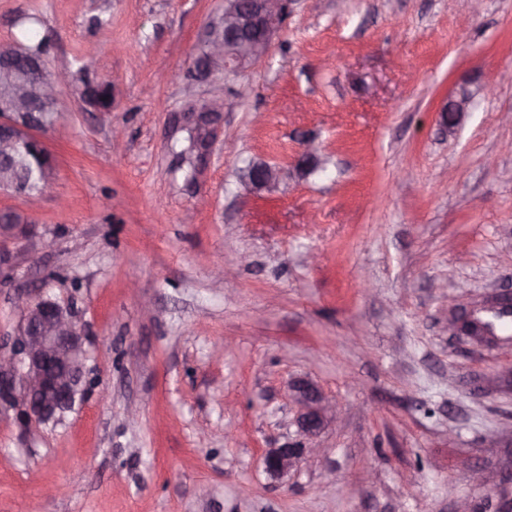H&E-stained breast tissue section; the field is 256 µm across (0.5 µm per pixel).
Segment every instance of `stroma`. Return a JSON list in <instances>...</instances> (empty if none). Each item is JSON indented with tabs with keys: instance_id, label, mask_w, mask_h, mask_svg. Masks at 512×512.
Segmentation results:
<instances>
[{
	"instance_id": "stroma-1",
	"label": "stroma",
	"mask_w": 512,
	"mask_h": 512,
	"mask_svg": "<svg viewBox=\"0 0 512 512\" xmlns=\"http://www.w3.org/2000/svg\"><path fill=\"white\" fill-rule=\"evenodd\" d=\"M223 10L0 0V43L45 41L67 81L54 191L0 193L28 220L15 280L75 299L95 378L36 439L0 420V512H481L475 471L512 473V344L448 317L512 290V0H294L260 64L197 77ZM203 98L223 120L189 180ZM251 162L295 173L257 192ZM299 380L336 409L313 437ZM287 445L309 454L274 478ZM307 452L309 453L305 448H270L264 455L265 469L276 477L287 476Z\"/></svg>"
}]
</instances>
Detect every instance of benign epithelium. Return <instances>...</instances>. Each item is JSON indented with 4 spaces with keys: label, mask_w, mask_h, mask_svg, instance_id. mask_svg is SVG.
I'll list each match as a JSON object with an SVG mask.
<instances>
[{
    "label": "benign epithelium",
    "mask_w": 512,
    "mask_h": 512,
    "mask_svg": "<svg viewBox=\"0 0 512 512\" xmlns=\"http://www.w3.org/2000/svg\"><path fill=\"white\" fill-rule=\"evenodd\" d=\"M291 0H224V14L210 25L198 70H236L257 64L269 53L274 36L288 16ZM66 78L46 73L45 54H29L17 68L15 55L0 58V173L11 175L5 183L17 196H24V179L15 159L30 142L42 143L40 134L49 125L43 115L56 108ZM224 105L201 100L184 118L202 132L197 162L210 155L216 127ZM290 178L287 166L258 163L248 170L246 183L254 190L270 189ZM27 225L14 224L0 230V283L12 282L16 252L9 244L26 236ZM18 325L10 340L0 341V418L13 420L30 438L42 428L58 422L78 404L88 378V333L79 312L69 302L33 295L19 287L14 294ZM321 392L309 383L295 387L299 407L298 424L303 432L315 434L327 423ZM320 448H270L264 455L267 472L284 477L307 453Z\"/></svg>",
    "instance_id": "1"
}]
</instances>
